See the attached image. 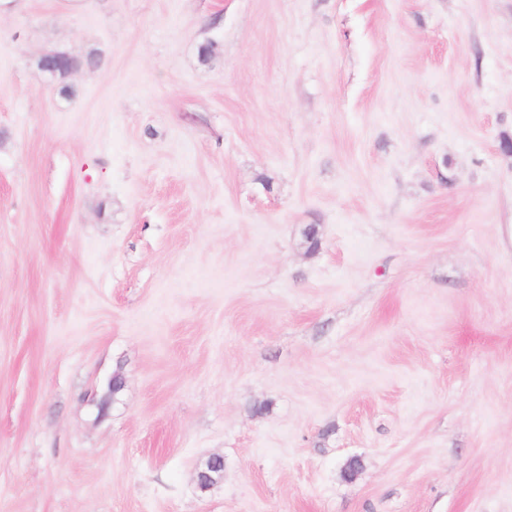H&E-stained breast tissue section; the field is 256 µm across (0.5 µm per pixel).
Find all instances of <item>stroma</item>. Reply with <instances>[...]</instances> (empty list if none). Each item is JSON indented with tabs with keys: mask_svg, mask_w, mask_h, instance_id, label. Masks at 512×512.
<instances>
[{
	"mask_svg": "<svg viewBox=\"0 0 512 512\" xmlns=\"http://www.w3.org/2000/svg\"><path fill=\"white\" fill-rule=\"evenodd\" d=\"M510 138L512 0H0V512H512ZM39 65L42 71L48 75V79L51 82H55L57 77L63 75L64 72L68 75L77 66L73 59L67 56H59L58 54L42 56Z\"/></svg>",
	"mask_w": 512,
	"mask_h": 512,
	"instance_id": "obj_1",
	"label": "stroma"
}]
</instances>
